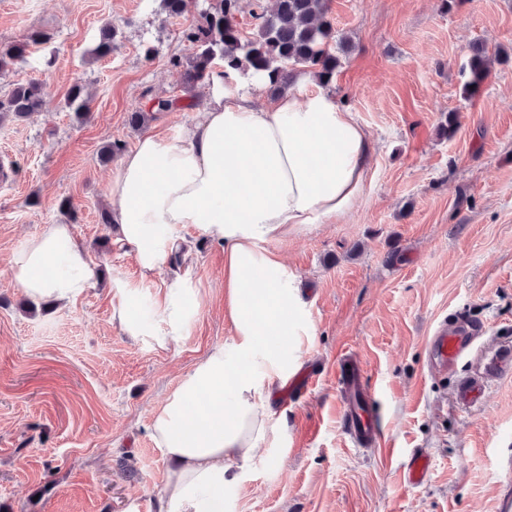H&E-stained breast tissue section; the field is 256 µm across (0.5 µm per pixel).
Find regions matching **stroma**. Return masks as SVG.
Masks as SVG:
<instances>
[{
    "label": "stroma",
    "instance_id": "1",
    "mask_svg": "<svg viewBox=\"0 0 512 512\" xmlns=\"http://www.w3.org/2000/svg\"><path fill=\"white\" fill-rule=\"evenodd\" d=\"M205 0L165 14L160 0H0V43L48 32L28 61L0 75L13 84L47 75L43 112L0 122V512H158L171 467L150 436L153 412L213 347L230 336L224 318V250L196 230L188 251L142 279L129 250L100 223L116 161L107 143L131 149L148 132L172 136L194 110L128 123L150 98L182 94L173 56ZM350 50L329 90L347 99L372 138L362 196L345 215L273 241L308 303L311 331L300 337L303 369L316 383L290 398L288 447L263 444L224 487V512H494L512 485V376L483 402L459 409L456 377L428 368V338L443 320L471 318L488 337L512 331V62L493 64L464 97L472 44L512 53V0H329ZM119 25L117 49L97 60L101 29ZM154 47L145 60V47ZM91 96L74 119V84ZM456 113L453 136L438 124ZM70 199L74 215L61 212ZM70 224L100 278L75 304H30L6 264L45 225ZM189 278L197 315L188 336L160 348L113 323L110 281L154 292ZM355 359L378 415L380 440L356 447L340 418L339 363ZM431 474L420 486L399 476L414 449ZM65 107L74 113L75 118L78 121L83 122L86 120L89 109V97L85 93L83 85L74 84L65 99Z\"/></svg>",
    "mask_w": 512,
    "mask_h": 512
}]
</instances>
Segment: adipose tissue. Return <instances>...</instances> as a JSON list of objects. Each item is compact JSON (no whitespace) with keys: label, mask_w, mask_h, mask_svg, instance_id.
<instances>
[{"label":"adipose tissue","mask_w":512,"mask_h":512,"mask_svg":"<svg viewBox=\"0 0 512 512\" xmlns=\"http://www.w3.org/2000/svg\"><path fill=\"white\" fill-rule=\"evenodd\" d=\"M200 119L175 136L148 134L125 153L110 191V218L142 278L162 268L192 228L224 247V316L232 334L185 373L154 412L150 435L172 461L159 512H224L232 465L265 441L288 445L270 403L301 365L311 325L298 285L267 244L327 224L362 196L371 136L354 112L300 82L268 97L215 68ZM30 299L66 306L94 285L95 269L70 225L49 224L9 259ZM138 284L115 279L112 320L166 346L196 313L187 277L166 282L155 316H139Z\"/></svg>","instance_id":"1"}]
</instances>
